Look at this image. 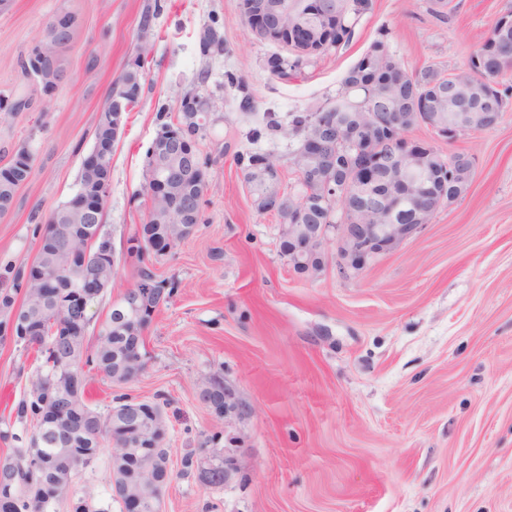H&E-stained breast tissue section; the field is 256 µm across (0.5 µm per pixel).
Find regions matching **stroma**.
Segmentation results:
<instances>
[{"label":"stroma","mask_w":512,"mask_h":512,"mask_svg":"<svg viewBox=\"0 0 512 512\" xmlns=\"http://www.w3.org/2000/svg\"><path fill=\"white\" fill-rule=\"evenodd\" d=\"M150 2L0 0V96L31 101L0 113V167L21 143L34 157L0 216V276L35 258L34 229L73 196L98 114L134 58L143 88L112 151L105 224L118 247L147 214L141 190L157 116L176 110L183 92L200 90L224 118L212 141L230 143L244 122L225 72L249 83L258 112L284 117L335 97L380 32L408 73L459 70L512 10V0H453L441 22L431 0H372L347 46L281 80L265 60L282 46L244 28L237 0H158L150 51L138 56ZM61 12L74 15L77 35L67 81L47 95L19 59ZM208 25L225 49L205 56ZM410 135L468 153L475 176L356 277L331 255L318 275L296 274L279 250L278 217L252 208L232 154H213L203 222L159 269L176 290L145 332L144 373L126 388L169 401L164 446L175 476L162 512H512V102L493 129L452 143L423 126ZM34 367L0 340V457L24 433L12 408ZM215 376L242 413L221 419L199 401ZM220 447L232 468L224 485L180 475L187 452Z\"/></svg>","instance_id":"1"}]
</instances>
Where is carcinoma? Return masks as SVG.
I'll use <instances>...</instances> for the list:
<instances>
[{"instance_id":"1","label":"carcinoma","mask_w":512,"mask_h":512,"mask_svg":"<svg viewBox=\"0 0 512 512\" xmlns=\"http://www.w3.org/2000/svg\"><path fill=\"white\" fill-rule=\"evenodd\" d=\"M267 8L257 13L247 5L250 0H238L237 8L246 29L273 19L280 15L288 24V36L294 40L309 32L319 13L336 8L339 27L336 35L329 39L319 55L347 45L353 35L355 22L371 8V0H262ZM200 50L205 56L224 50V37L214 27L208 26L200 34ZM482 53L480 62L470 61L468 67L448 73L434 67H426L415 75L408 74L402 64L394 60L388 41L381 37L371 42L362 56L347 70L341 79L336 97L315 110H301L288 113V122L282 123L274 112H245L247 130L241 134L247 147L234 153V161L240 162L242 156L251 160L263 161L265 165L242 170L243 181L247 188L251 205L257 213H262L264 199L275 191L279 177L280 158L258 148L265 140L283 138L288 140V163L294 171L300 170L301 161L297 151L301 137L308 125L318 116L339 120L358 130L360 141L369 135L367 113L369 112H411L416 100L428 90L431 83L451 77L459 86H465L478 74L488 75L496 83L512 73V28L503 30L494 24L489 33L481 39ZM276 62L271 73L286 79L291 73L300 70L312 62V59L290 53L288 56H275ZM181 115L170 116L161 112L158 116V132H167L175 128L183 137L195 136L201 160L197 168L190 173L182 184L180 197L159 194L151 184H143L142 195L152 209L169 214L173 224L180 222L181 206L185 200H192L195 208L194 224L202 220L205 193L208 185V170L211 155L202 149L214 124H188L180 126ZM320 160L336 163V183L341 184L348 176V169L341 158L336 156V140L326 137L319 147ZM33 171H24L9 164L0 168V214L7 213L14 201L18 187L28 181ZM95 174V168L82 165L77 178V190L73 197L53 209L42 225L40 240L64 244L70 250H81L83 245L75 240L62 238L63 229L73 223L74 218L84 210L94 206L99 211V224H105L108 200L94 201L84 193L85 186ZM354 208L369 213V223L409 224L413 214L423 217L430 223L436 208L430 192L417 188L408 194L407 201L396 203L388 199L384 210L372 209V199L351 189L343 199L331 201L313 200L303 208L309 224H325L327 219H337L334 211L337 207ZM157 232L156 225L146 222L130 235L129 244L122 253L124 262L133 268V277L153 280L154 287L171 298L175 287L173 283L160 278L157 265L160 259L154 252ZM91 250L115 259L112 239L101 232ZM85 271L80 263L73 264L63 271V275H48L43 279L34 276L27 264H22L9 272L4 281L11 287L0 288V335L9 336L22 351L36 352L37 366L35 380L31 389L18 400L14 407L16 419L33 425L27 435L28 440L39 436L43 447L33 457L29 447L13 449V454L0 460V512H56V505L66 496H71V512H111L109 503L95 504L85 496L72 492L74 479L82 468L94 464L102 450L110 445L112 427L105 421L112 418V411L102 413L93 408L85 399V387L94 377L101 375L111 384L123 388L138 379L144 366L132 361L134 353L146 355L145 342L134 344V337L143 336L148 323L142 321L139 312L130 307L117 305L110 308L107 318L100 323L97 332V344L85 347V352L75 355L69 346L55 342V338L64 331L65 315L58 305L59 294L63 287H80L84 283ZM22 295L21 303H16L17 295ZM74 373L79 380L80 389L75 395L69 390L57 401L44 407L33 402V392L51 384L55 379ZM133 459L123 465L114 466V480H125L129 485H139L135 457L139 449H132ZM173 480L169 474L152 489L153 497L142 504V512H157L160 497L166 492Z\"/></svg>"}]
</instances>
